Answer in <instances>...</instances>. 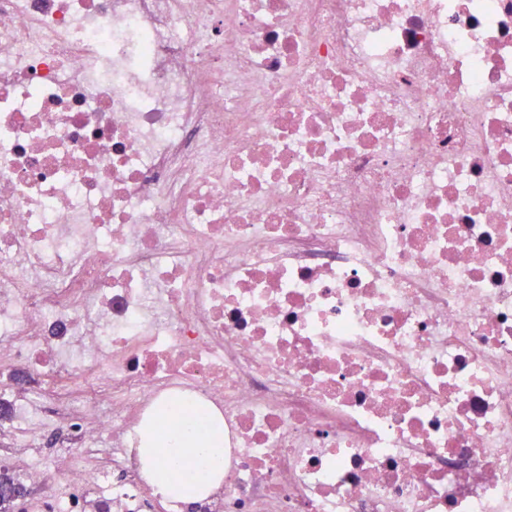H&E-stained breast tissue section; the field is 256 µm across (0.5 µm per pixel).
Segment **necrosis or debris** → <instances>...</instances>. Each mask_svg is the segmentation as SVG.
<instances>
[{
    "instance_id": "1",
    "label": "necrosis or debris",
    "mask_w": 512,
    "mask_h": 512,
    "mask_svg": "<svg viewBox=\"0 0 512 512\" xmlns=\"http://www.w3.org/2000/svg\"><path fill=\"white\" fill-rule=\"evenodd\" d=\"M0 405L27 512H512V0H0ZM139 453L145 458L147 463L143 468V476L148 481L156 485L163 493L168 496L181 500L188 509L202 497L210 495L215 489L219 488L224 482V469L209 468L202 477L194 479L196 489L191 493L176 495L172 493L171 482L179 479L180 476L174 470L165 467L162 464V458L169 453L184 471H191L195 467L194 460L201 448L197 447L196 442L190 439H181L180 447L168 448L162 447L154 442L153 432L143 430L140 432Z\"/></svg>"
}]
</instances>
